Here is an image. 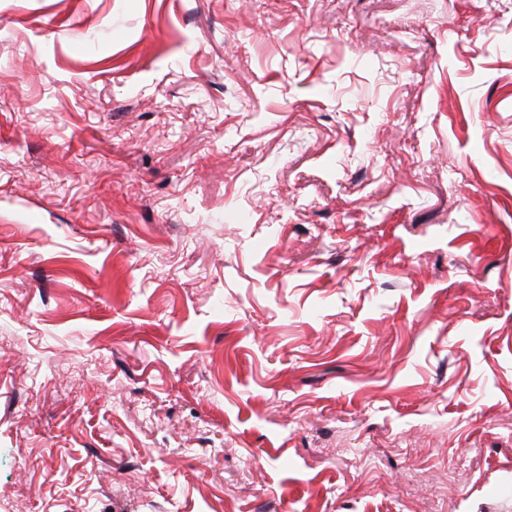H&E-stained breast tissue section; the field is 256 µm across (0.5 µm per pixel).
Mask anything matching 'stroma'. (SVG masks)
<instances>
[{
	"label": "stroma",
	"instance_id": "stroma-1",
	"mask_svg": "<svg viewBox=\"0 0 512 512\" xmlns=\"http://www.w3.org/2000/svg\"><path fill=\"white\" fill-rule=\"evenodd\" d=\"M0 512H512V0H0Z\"/></svg>",
	"mask_w": 512,
	"mask_h": 512
}]
</instances>
